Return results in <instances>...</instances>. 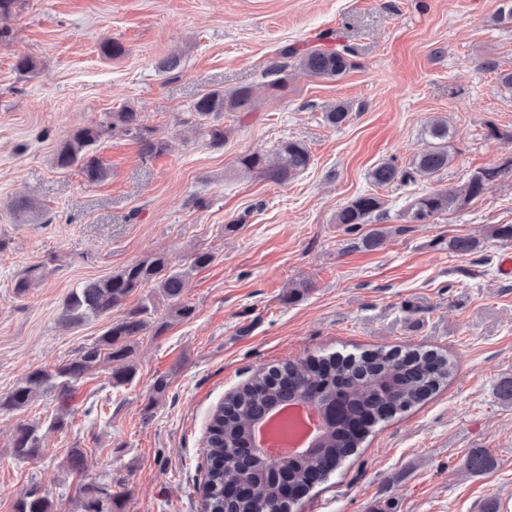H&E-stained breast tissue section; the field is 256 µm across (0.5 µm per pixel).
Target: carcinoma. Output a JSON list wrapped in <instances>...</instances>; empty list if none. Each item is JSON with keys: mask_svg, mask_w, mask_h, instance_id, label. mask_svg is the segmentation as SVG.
Wrapping results in <instances>:
<instances>
[{"mask_svg": "<svg viewBox=\"0 0 512 512\" xmlns=\"http://www.w3.org/2000/svg\"><path fill=\"white\" fill-rule=\"evenodd\" d=\"M19 0H0V41L11 35L8 25ZM285 59H296L299 68L322 78H336L355 67L354 51L336 49H285ZM288 64H274L275 78L270 88L283 92L288 87ZM251 91L246 87L230 93L210 91L198 97L192 113L213 146L224 144V125L219 123L226 112H249ZM350 108L338 102L324 112L325 121L339 126L348 121ZM111 127L133 137L143 154L164 151V141L154 137V130L143 123L140 113L127 107L112 113ZM103 128H78L56 149L53 166L59 170L80 169L88 182L105 177L97 156V142ZM426 134L432 146L420 153L406 171L392 162L378 165L371 178L378 185L419 176L431 179L448 167L453 156L448 149V123L436 120ZM311 154L301 141L288 140L276 149V160L258 153L237 159L241 170L259 174L275 183H283L305 170ZM512 174V155L500 165L476 170L463 192L450 188L434 189L409 207L413 223L427 224L443 213L457 209L480 197L486 185ZM382 199L374 194L358 196L336 212V223L356 226L369 223L371 215L381 211ZM188 271L171 265L163 255L131 263L120 271L78 286L68 294L63 321L80 323L86 319L108 320L95 342L82 347L74 358L52 371L36 369L9 393L0 396V409L21 410L40 395L53 394L67 404L78 383L92 369L105 362H120L122 367L111 373L112 385L129 382L134 367L133 338L150 326L156 299L162 297L174 306L175 315L189 318L193 309L182 300ZM156 288V293L119 318L112 311L125 305L137 289ZM453 363L448 356L434 350L377 349L362 353H330L310 357L299 363L273 366L255 375L240 389L225 396L213 413L207 428V469L203 484V512H294L298 501L316 485L327 479L364 442L379 423L411 409L426 400L448 382ZM309 399L320 407L340 412L334 423L325 427L319 446L303 454L272 460L254 445L252 416L260 406H276L285 401ZM13 455L19 460L36 458L41 449V427L24 424L17 428L12 443ZM123 481L87 482L75 499L78 512H121L124 492L112 491ZM14 512H55L54 502L45 494L41 483L23 489L14 502Z\"/></svg>", "mask_w": 512, "mask_h": 512, "instance_id": "1", "label": "carcinoma"}]
</instances>
